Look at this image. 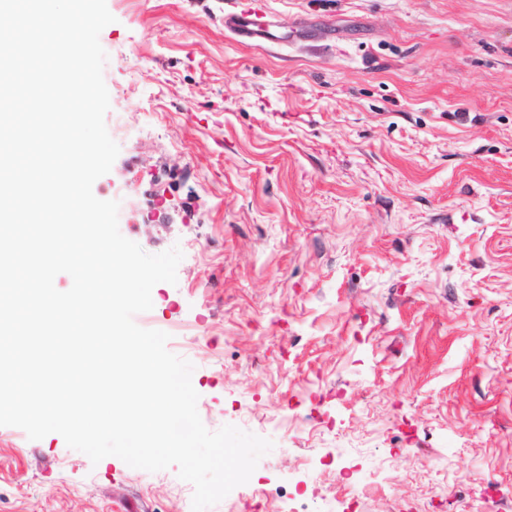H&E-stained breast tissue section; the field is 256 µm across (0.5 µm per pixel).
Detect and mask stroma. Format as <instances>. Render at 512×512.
I'll return each mask as SVG.
<instances>
[{
	"label": "stroma",
	"mask_w": 512,
	"mask_h": 512,
	"mask_svg": "<svg viewBox=\"0 0 512 512\" xmlns=\"http://www.w3.org/2000/svg\"><path fill=\"white\" fill-rule=\"evenodd\" d=\"M107 0L121 234L179 247L144 329L208 430L270 439L209 512H512V0ZM177 467L0 426V512H191ZM237 10L224 18L225 27L243 44L260 42L275 43L278 38L273 33L274 24L265 13L254 8L252 1L236 0Z\"/></svg>",
	"instance_id": "stroma-1"
}]
</instances>
